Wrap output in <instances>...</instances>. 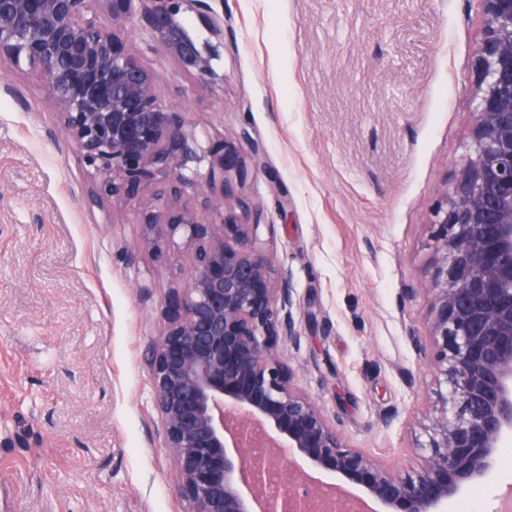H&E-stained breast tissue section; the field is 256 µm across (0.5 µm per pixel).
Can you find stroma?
<instances>
[{"instance_id":"stroma-1","label":"stroma","mask_w":512,"mask_h":512,"mask_svg":"<svg viewBox=\"0 0 512 512\" xmlns=\"http://www.w3.org/2000/svg\"><path fill=\"white\" fill-rule=\"evenodd\" d=\"M220 82L129 45L197 138L261 163L234 192L311 309L284 348L295 384L351 447L413 476L446 392L420 362L435 256L430 222L469 158L483 0H216ZM44 88L0 66V512H188L150 383L165 301L185 261L139 252L137 202L87 197ZM289 200L280 213L279 200Z\"/></svg>"}]
</instances>
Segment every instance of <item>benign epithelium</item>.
I'll list each match as a JSON object with an SVG mask.
<instances>
[{"label":"benign epithelium","mask_w":512,"mask_h":512,"mask_svg":"<svg viewBox=\"0 0 512 512\" xmlns=\"http://www.w3.org/2000/svg\"><path fill=\"white\" fill-rule=\"evenodd\" d=\"M485 28L474 62L481 96L471 156L431 223L436 256L429 283L405 289L429 301V334H411L417 355L443 368L451 397L433 419L430 456L408 479L347 446L316 404L296 391L281 346L299 342L291 273L263 247L262 211L232 190L261 154L216 137L198 154L182 113L163 103L157 74L129 39L148 27L188 75L219 78V46L198 45L183 18L194 12L224 33L210 0H0V63L22 66L41 85L71 148L88 167L91 196L113 209L144 191L138 249L177 255L190 278L175 281L167 328L153 345L150 375L176 491L188 512H256L271 455L248 448L260 429L269 446L294 448L314 464L363 486L388 512H437L491 472L512 435V0H483ZM108 13L112 26L98 21ZM205 160L221 195L201 208L175 203L181 187L154 188L169 171ZM454 412L448 414V403ZM284 512H329L322 489L285 491Z\"/></svg>","instance_id":"obj_1"}]
</instances>
